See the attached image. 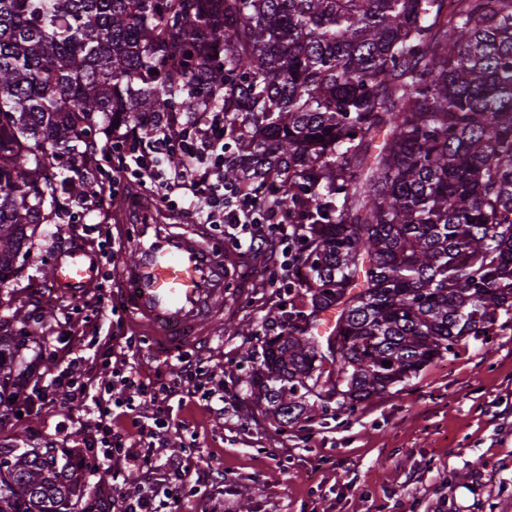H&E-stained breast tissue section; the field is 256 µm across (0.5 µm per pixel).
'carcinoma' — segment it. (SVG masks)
I'll return each instance as SVG.
<instances>
[{"label": "carcinoma", "instance_id": "1", "mask_svg": "<svg viewBox=\"0 0 512 512\" xmlns=\"http://www.w3.org/2000/svg\"><path fill=\"white\" fill-rule=\"evenodd\" d=\"M211 112L224 182L299 245L245 380L281 431L512 315V0H0V286L40 225L105 192L117 122L178 137ZM23 319L0 315V403L34 373ZM0 455V512H86L75 449Z\"/></svg>", "mask_w": 512, "mask_h": 512}]
</instances>
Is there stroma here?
I'll return each instance as SVG.
<instances>
[{"label": "stroma", "mask_w": 512, "mask_h": 512, "mask_svg": "<svg viewBox=\"0 0 512 512\" xmlns=\"http://www.w3.org/2000/svg\"><path fill=\"white\" fill-rule=\"evenodd\" d=\"M123 242L112 220L76 204L60 223L41 225L16 281L0 288V300L22 307L26 323L14 332L51 336L80 355L79 372L93 382L110 379L100 358L113 344L117 361L135 363L151 381L176 373L148 343L126 348L132 335L121 308L104 313L96 288L64 295L42 272L73 244L98 251L107 240ZM204 247L237 255L230 278L243 288L224 297V317L247 324L248 335L216 327L208 345L190 347L201 357L199 388L177 413L164 459L199 448L202 480L185 512H512V319L500 317L489 345L470 340L455 356L427 365L417 377L370 398L351 414L315 419L281 432L242 384L253 367L248 354L267 333V314L287 298L284 287H257L254 256L237 252L224 227L208 226ZM78 411L66 401L34 406L30 416L0 414V445H84Z\"/></svg>", "instance_id": "stroma-1"}]
</instances>
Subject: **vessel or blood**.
Returning a JSON list of instances; mask_svg holds the SVG:
<instances>
[{"mask_svg": "<svg viewBox=\"0 0 512 512\" xmlns=\"http://www.w3.org/2000/svg\"><path fill=\"white\" fill-rule=\"evenodd\" d=\"M119 224L137 229L134 256L121 261L113 297L126 309L132 328L151 342L154 354L174 355L184 345L208 341L224 313V266L205 250L198 232H161L152 204L130 197L114 202ZM99 263L83 247L63 250L49 280L64 293L93 285Z\"/></svg>", "mask_w": 512, "mask_h": 512, "instance_id": "b4317fda", "label": "vessel or blood"}]
</instances>
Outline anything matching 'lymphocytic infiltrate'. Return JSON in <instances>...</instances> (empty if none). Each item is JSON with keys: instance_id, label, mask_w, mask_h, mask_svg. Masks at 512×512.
<instances>
[{"instance_id": "lymphocytic-infiltrate-1", "label": "lymphocytic infiltrate", "mask_w": 512, "mask_h": 512, "mask_svg": "<svg viewBox=\"0 0 512 512\" xmlns=\"http://www.w3.org/2000/svg\"><path fill=\"white\" fill-rule=\"evenodd\" d=\"M113 146L120 151L118 173L142 184H156L161 202L170 208L190 201L203 223L223 225L231 239H243L248 250L273 256L289 237L288 222L269 202L246 184L225 183L223 115H214L194 133L176 138L160 132L146 140L127 130L114 137ZM173 153L183 156L182 168L163 170V159ZM170 363L177 379L162 386L143 379L139 371L121 367L116 368L112 384L105 386L62 371L42 386L41 400L53 402L60 392L88 412L80 427L89 433L92 447L101 448L97 467L104 474L116 480L131 467L151 474L161 466L155 453L160 439L157 422L171 416L174 402L189 398L183 385L197 378L201 369L199 360L180 353L173 355ZM122 408L138 409L143 422L137 432L121 424L118 411Z\"/></svg>"}]
</instances>
